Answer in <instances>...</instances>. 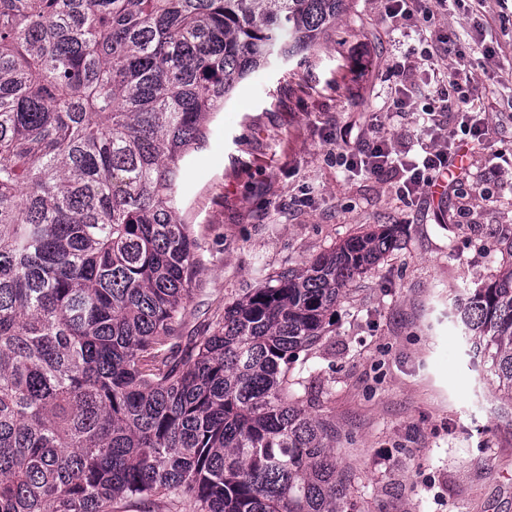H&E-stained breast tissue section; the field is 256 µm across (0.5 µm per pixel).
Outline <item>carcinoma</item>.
Here are the masks:
<instances>
[{
    "label": "carcinoma",
    "instance_id": "carcinoma-1",
    "mask_svg": "<svg viewBox=\"0 0 512 512\" xmlns=\"http://www.w3.org/2000/svg\"><path fill=\"white\" fill-rule=\"evenodd\" d=\"M345 0H0V512H348L336 423L291 395L397 226L181 320L178 216L235 85L317 46ZM512 391V263L456 304Z\"/></svg>",
    "mask_w": 512,
    "mask_h": 512
}]
</instances>
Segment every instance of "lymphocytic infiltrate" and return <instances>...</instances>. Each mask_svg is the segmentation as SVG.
Wrapping results in <instances>:
<instances>
[{
	"mask_svg": "<svg viewBox=\"0 0 512 512\" xmlns=\"http://www.w3.org/2000/svg\"><path fill=\"white\" fill-rule=\"evenodd\" d=\"M472 79V73L464 67L449 74L441 111L431 112L430 122L420 125L421 135L432 141L422 161L396 157L387 132L374 127L363 146L346 158L348 169L368 176H378L388 170L399 171L402 180L399 193L407 198L418 195L422 189L436 186L440 181L449 190L462 185L464 177L461 169L452 164L450 149L438 147L437 141L440 131L444 130L452 138L461 134L470 136L473 147L481 146L488 123L481 115L480 105L471 96Z\"/></svg>",
	"mask_w": 512,
	"mask_h": 512,
	"instance_id": "f902f5d3",
	"label": "lymphocytic infiltrate"
}]
</instances>
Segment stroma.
<instances>
[{
    "instance_id": "1",
    "label": "stroma",
    "mask_w": 512,
    "mask_h": 512,
    "mask_svg": "<svg viewBox=\"0 0 512 512\" xmlns=\"http://www.w3.org/2000/svg\"><path fill=\"white\" fill-rule=\"evenodd\" d=\"M475 37L468 60L490 135L456 192L406 199L400 175L348 172L399 87L397 152L420 155L413 115L438 104L442 78L419 52L455 64L449 34ZM202 265L183 318L200 334L216 313L282 271L379 224L397 247L357 277L319 348L292 363L316 410L336 423V460L355 478L354 512H512V397L490 354L472 356L451 309L506 263L512 235V0L485 14L449 0L396 22L385 0H346L319 47L259 69L224 103L191 158L179 212Z\"/></svg>"
}]
</instances>
